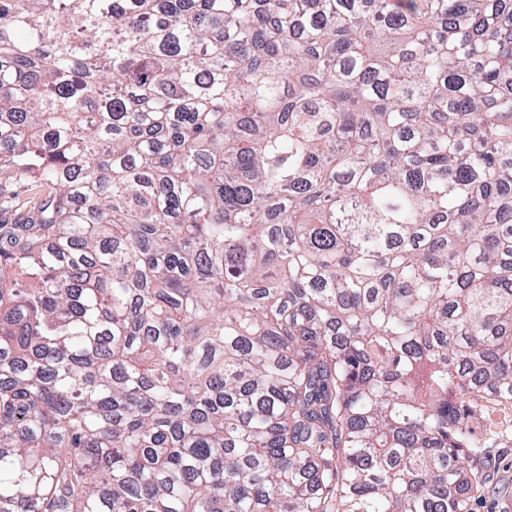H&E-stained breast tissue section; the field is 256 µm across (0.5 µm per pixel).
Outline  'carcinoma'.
<instances>
[{"label": "carcinoma", "mask_w": 512, "mask_h": 512, "mask_svg": "<svg viewBox=\"0 0 512 512\" xmlns=\"http://www.w3.org/2000/svg\"><path fill=\"white\" fill-rule=\"evenodd\" d=\"M0 512H469L512 401V0H0ZM46 188L26 178L0 176V224H21L34 203L46 197Z\"/></svg>", "instance_id": "carcinoma-1"}]
</instances>
